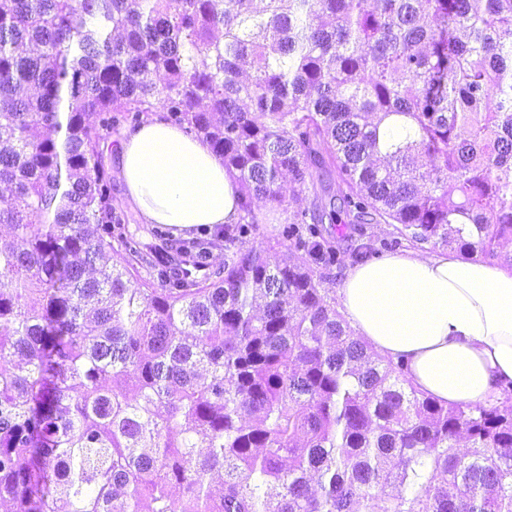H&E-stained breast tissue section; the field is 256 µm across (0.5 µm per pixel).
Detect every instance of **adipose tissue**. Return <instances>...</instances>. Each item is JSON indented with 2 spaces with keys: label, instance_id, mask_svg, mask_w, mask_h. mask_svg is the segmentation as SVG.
<instances>
[{
  "label": "adipose tissue",
  "instance_id": "ef3b65f1",
  "mask_svg": "<svg viewBox=\"0 0 512 512\" xmlns=\"http://www.w3.org/2000/svg\"><path fill=\"white\" fill-rule=\"evenodd\" d=\"M119 177L144 223L234 224L237 186L203 140L151 116L119 141ZM339 310L373 350L444 404L493 403L512 384V269L406 248L350 267Z\"/></svg>",
  "mask_w": 512,
  "mask_h": 512
}]
</instances>
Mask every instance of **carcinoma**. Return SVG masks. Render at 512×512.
Segmentation results:
<instances>
[{"label":"carcinoma","mask_w":512,"mask_h":512,"mask_svg":"<svg viewBox=\"0 0 512 512\" xmlns=\"http://www.w3.org/2000/svg\"><path fill=\"white\" fill-rule=\"evenodd\" d=\"M170 2L0 0V504L512 512V386L407 388L336 309L326 228L357 263L407 242L512 268V0ZM157 112L237 182L204 274L112 204L100 143ZM291 210L273 211L268 213L267 224H259L258 230L254 237H251L249 246L260 248L266 245V241L272 235L278 233V231L290 220Z\"/></svg>","instance_id":"obj_1"}]
</instances>
